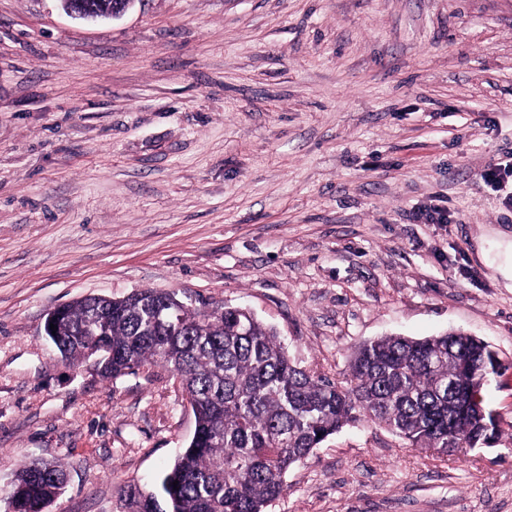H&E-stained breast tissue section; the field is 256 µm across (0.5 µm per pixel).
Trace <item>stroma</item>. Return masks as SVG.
<instances>
[{"label": "stroma", "instance_id": "stroma-1", "mask_svg": "<svg viewBox=\"0 0 512 512\" xmlns=\"http://www.w3.org/2000/svg\"><path fill=\"white\" fill-rule=\"evenodd\" d=\"M512 0H136L82 21L0 0V491L64 463L46 512H120L191 439L160 367L62 361L49 309L153 288L249 309L342 378L362 342L450 330L505 366L492 445L432 457L360 422L267 512H512ZM445 207V224L412 220Z\"/></svg>", "mask_w": 512, "mask_h": 512}]
</instances>
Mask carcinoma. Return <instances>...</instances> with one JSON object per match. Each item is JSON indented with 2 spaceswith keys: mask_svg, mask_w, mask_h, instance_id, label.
Returning a JSON list of instances; mask_svg holds the SVG:
<instances>
[{
  "mask_svg": "<svg viewBox=\"0 0 512 512\" xmlns=\"http://www.w3.org/2000/svg\"><path fill=\"white\" fill-rule=\"evenodd\" d=\"M170 303L168 292L146 288L124 300L74 301L57 321L68 362L99 351L103 380L162 366L192 406L188 445L155 489L127 490L124 512H266L287 490L291 468L363 420L432 455L476 448L498 433L492 412L471 401L496 373L475 336L381 337L359 346L336 382L292 362L275 330L243 308L190 306L168 325L156 310ZM65 483L63 465L25 459L6 500L14 512H42Z\"/></svg>",
  "mask_w": 512,
  "mask_h": 512,
  "instance_id": "cac0c4a2",
  "label": "carcinoma"
}]
</instances>
